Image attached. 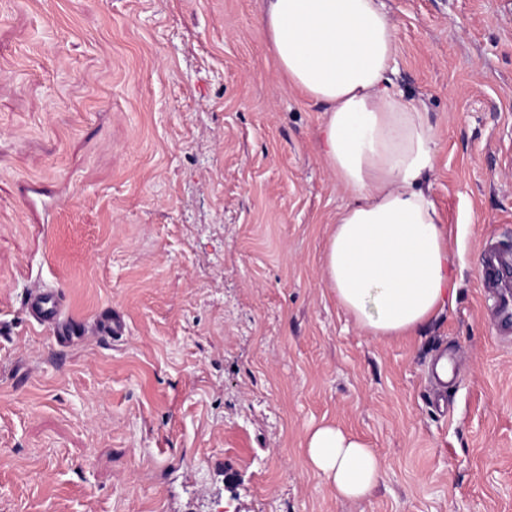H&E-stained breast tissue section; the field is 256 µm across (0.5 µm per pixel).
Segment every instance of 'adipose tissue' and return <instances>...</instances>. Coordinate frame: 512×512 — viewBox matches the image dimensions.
<instances>
[{
	"label": "adipose tissue",
	"mask_w": 512,
	"mask_h": 512,
	"mask_svg": "<svg viewBox=\"0 0 512 512\" xmlns=\"http://www.w3.org/2000/svg\"><path fill=\"white\" fill-rule=\"evenodd\" d=\"M276 69L325 107L320 151L351 197L322 257L340 306L367 335L406 336L449 300L448 229L424 187L435 130L391 88L395 24L380 0H263ZM311 468L337 498L359 500L383 466L360 437L333 425L306 438Z\"/></svg>",
	"instance_id": "ef3b65f1"
}]
</instances>
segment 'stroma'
I'll use <instances>...</instances> for the list:
<instances>
[{
  "mask_svg": "<svg viewBox=\"0 0 512 512\" xmlns=\"http://www.w3.org/2000/svg\"><path fill=\"white\" fill-rule=\"evenodd\" d=\"M382 5L458 288L375 339L324 277L350 198L261 0H0V512H512V333L479 267L512 245V0ZM323 424L381 457L368 497L308 465ZM30 313L39 323L54 324L60 335L65 334L69 322L64 316L63 305L57 293L38 292L30 298Z\"/></svg>",
  "mask_w": 512,
  "mask_h": 512,
  "instance_id": "obj_1",
  "label": "stroma"
}]
</instances>
